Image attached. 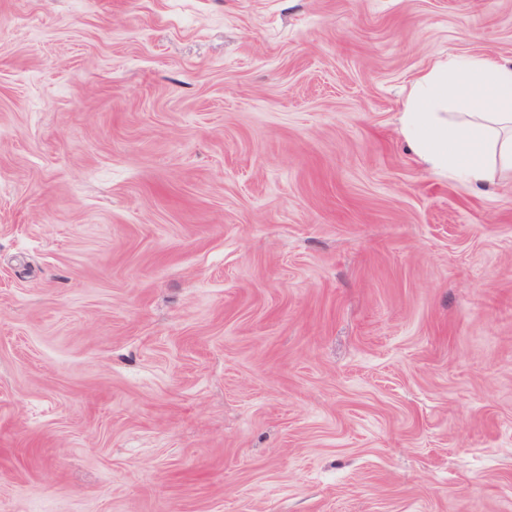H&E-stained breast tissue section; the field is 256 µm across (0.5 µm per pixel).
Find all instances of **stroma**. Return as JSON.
Wrapping results in <instances>:
<instances>
[{"label": "stroma", "mask_w": 512, "mask_h": 512, "mask_svg": "<svg viewBox=\"0 0 512 512\" xmlns=\"http://www.w3.org/2000/svg\"><path fill=\"white\" fill-rule=\"evenodd\" d=\"M512 0H0V512H512V174L423 169Z\"/></svg>", "instance_id": "1"}]
</instances>
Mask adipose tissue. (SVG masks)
Masks as SVG:
<instances>
[{
	"label": "adipose tissue",
	"mask_w": 512,
	"mask_h": 512,
	"mask_svg": "<svg viewBox=\"0 0 512 512\" xmlns=\"http://www.w3.org/2000/svg\"><path fill=\"white\" fill-rule=\"evenodd\" d=\"M400 123L425 170L484 187L493 169L512 170V65L436 63L413 83Z\"/></svg>",
	"instance_id": "obj_1"
}]
</instances>
